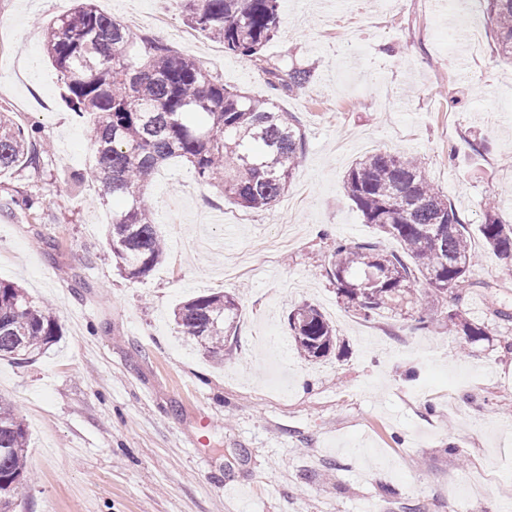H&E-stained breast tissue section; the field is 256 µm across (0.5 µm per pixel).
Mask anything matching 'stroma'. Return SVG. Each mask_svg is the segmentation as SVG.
Wrapping results in <instances>:
<instances>
[{
	"label": "stroma",
	"mask_w": 512,
	"mask_h": 512,
	"mask_svg": "<svg viewBox=\"0 0 512 512\" xmlns=\"http://www.w3.org/2000/svg\"><path fill=\"white\" fill-rule=\"evenodd\" d=\"M134 32L194 58L226 87L273 99L297 119L305 155L269 210L240 207L180 160L142 198L167 254L127 279L105 239L99 185L73 183L92 153L44 50L41 30L73 0H0V111L53 150L39 172L0 176V279L51 300L60 335L18 365L0 359V400L25 424L29 480L14 512H512V267L479 232L498 199L512 222V64L495 52L482 0L471 20L436 0H285L259 59L225 52L162 0H97ZM462 31L454 39V31ZM311 65L314 81L275 90L271 70ZM420 156L464 220L475 254L463 303L419 325L400 310L363 317L326 268L336 239L379 241L344 189L360 157ZM239 293L223 364L176 336L173 312L204 292ZM310 302L342 356L311 364L287 316ZM463 307L492 336L448 333Z\"/></svg>",
	"instance_id": "stroma-1"
}]
</instances>
